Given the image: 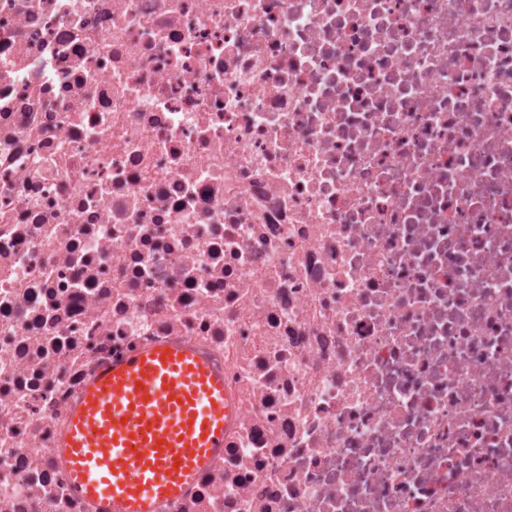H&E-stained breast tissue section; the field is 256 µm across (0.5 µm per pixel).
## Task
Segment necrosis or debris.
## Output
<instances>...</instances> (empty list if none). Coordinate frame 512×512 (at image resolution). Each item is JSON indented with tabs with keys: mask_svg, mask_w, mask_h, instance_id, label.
Here are the masks:
<instances>
[{
	"mask_svg": "<svg viewBox=\"0 0 512 512\" xmlns=\"http://www.w3.org/2000/svg\"><path fill=\"white\" fill-rule=\"evenodd\" d=\"M188 340L224 452L158 512H512V0H0V512Z\"/></svg>",
	"mask_w": 512,
	"mask_h": 512,
	"instance_id": "4bbe7bcc",
	"label": "necrosis or debris"
}]
</instances>
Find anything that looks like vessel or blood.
<instances>
[{
  "instance_id": "b4317fda",
  "label": "vessel or blood",
  "mask_w": 512,
  "mask_h": 512,
  "mask_svg": "<svg viewBox=\"0 0 512 512\" xmlns=\"http://www.w3.org/2000/svg\"><path fill=\"white\" fill-rule=\"evenodd\" d=\"M224 373L192 343L153 346L100 370L57 443L70 489L97 512H157L224 450Z\"/></svg>"
}]
</instances>
